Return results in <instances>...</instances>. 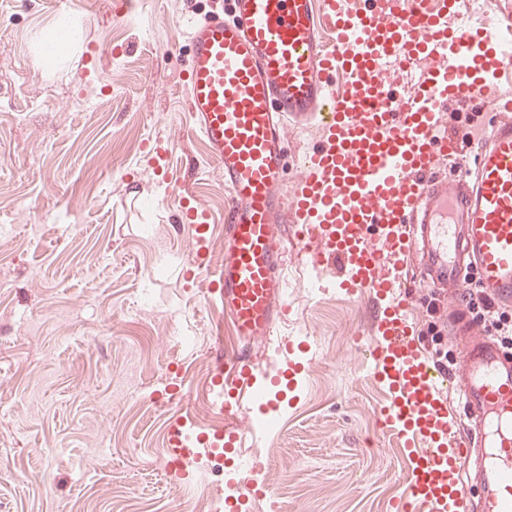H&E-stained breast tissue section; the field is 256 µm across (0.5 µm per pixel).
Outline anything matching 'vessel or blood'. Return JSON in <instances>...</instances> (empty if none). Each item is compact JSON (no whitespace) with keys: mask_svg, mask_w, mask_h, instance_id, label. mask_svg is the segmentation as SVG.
Listing matches in <instances>:
<instances>
[{"mask_svg":"<svg viewBox=\"0 0 512 512\" xmlns=\"http://www.w3.org/2000/svg\"><path fill=\"white\" fill-rule=\"evenodd\" d=\"M227 14L188 22L186 94L192 133L224 177V261L207 294L241 346L209 382L218 413H232L258 379L250 348L290 313L283 276L289 246L338 266L336 286L370 296L377 311L367 349L389 393L379 410L410 462L394 512H459L479 478L478 512H512V352L466 314L454 334L462 371L446 370L414 336L410 287L457 299L477 280L495 309H512V16L487 11L449 26L457 0H227ZM434 63L428 81L399 97L407 68ZM472 98L493 117L449 130L442 107ZM315 130L293 192L285 129ZM455 178L439 174L440 160ZM180 221L205 268L211 214L200 200ZM279 377L301 388L306 342H288ZM268 411L277 406L258 397ZM241 428L168 421L166 474L202 477L210 459L243 445ZM258 461L241 464L233 512L263 495Z\"/></svg>","mask_w":512,"mask_h":512,"instance_id":"vessel-or-blood-1","label":"vessel or blood"}]
</instances>
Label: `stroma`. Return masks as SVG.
<instances>
[{
  "instance_id": "stroma-1",
  "label": "stroma",
  "mask_w": 512,
  "mask_h": 512,
  "mask_svg": "<svg viewBox=\"0 0 512 512\" xmlns=\"http://www.w3.org/2000/svg\"><path fill=\"white\" fill-rule=\"evenodd\" d=\"M212 0H0V512H182L205 489L171 484L165 425L257 418L211 410L210 371L238 344L211 274L189 280L182 196L210 209L224 246V180L190 134L188 20ZM172 147L168 177L151 169ZM292 312L254 348L274 374L309 337L304 391L275 433L249 431L265 497L254 512H390L408 465L376 414L388 400L361 354L375 304L337 292L336 271L286 258ZM418 340L459 368L454 310L413 297ZM183 376L186 395L161 394Z\"/></svg>"
}]
</instances>
